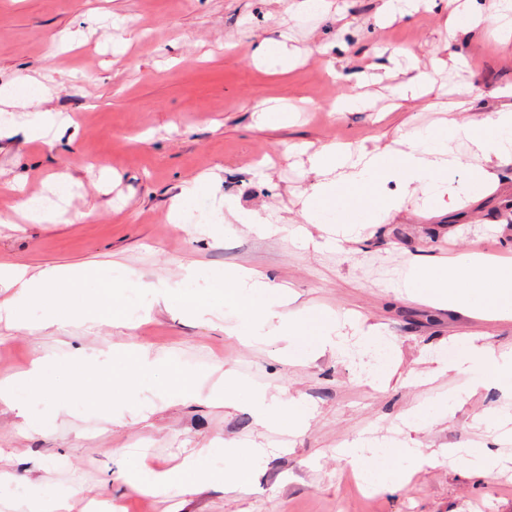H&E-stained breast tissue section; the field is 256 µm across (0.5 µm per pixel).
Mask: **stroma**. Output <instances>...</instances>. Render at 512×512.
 I'll use <instances>...</instances> for the list:
<instances>
[{
    "label": "stroma",
    "mask_w": 512,
    "mask_h": 512,
    "mask_svg": "<svg viewBox=\"0 0 512 512\" xmlns=\"http://www.w3.org/2000/svg\"><path fill=\"white\" fill-rule=\"evenodd\" d=\"M300 0H0V87L30 76L51 91L55 112L77 133L53 145L22 135L0 141V214L14 203L7 186L42 191L66 171L63 214L44 224H0V262L32 268L120 265L153 286L201 272L200 287L225 270L247 268L287 286L291 310L332 314L379 326L386 378L362 384L361 356L327 350L291 362L286 342L253 344L225 333L232 315L202 323L179 307L154 310L136 328L69 326L15 328L0 322V378L49 357L55 380H66L74 352L145 348L191 370L195 399L168 404L142 388L134 415L105 397L98 406L61 393L67 410L51 432L26 433L0 404V470L18 493L42 484L70 492V512H512V441L492 414L512 405L496 384L469 387L448 370L471 344L512 353V319L487 318L429 300L409 299L407 265L428 264L470 250L512 252V164L498 183L476 188L456 208L418 195L382 224L362 225L356 241L328 238L304 224L303 193L313 180L308 155L342 141L369 150L396 146L400 130L434 127L436 107L459 86L490 113L512 90V55L498 38L490 0H471L477 27L446 40V16L419 0L410 17L386 12L387 0H326L323 11L298 13ZM264 40L285 41L292 59L255 60ZM430 86L419 99L397 101L398 85L414 75ZM364 95L365 110L336 111L339 99ZM272 101L298 110L292 124H259L252 107ZM208 177L193 208L217 215L208 233L169 219L182 186ZM258 213L279 235L246 231L224 207ZM268 398L306 400L307 424L289 433L260 426L247 404L210 402L225 370ZM460 394L451 414L410 429L407 413ZM396 432L397 445L419 449L428 462L410 478L366 499L349 477L354 462L341 449L366 433ZM234 440L266 448L246 492L187 475L192 492L173 487L145 498L121 478L129 459L165 470L214 443ZM502 458L490 476L468 463L469 452Z\"/></svg>",
    "instance_id": "1"
}]
</instances>
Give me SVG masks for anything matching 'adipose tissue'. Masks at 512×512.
Returning <instances> with one entry per match:
<instances>
[{"instance_id":"adipose-tissue-1","label":"adipose tissue","mask_w":512,"mask_h":512,"mask_svg":"<svg viewBox=\"0 0 512 512\" xmlns=\"http://www.w3.org/2000/svg\"><path fill=\"white\" fill-rule=\"evenodd\" d=\"M48 89L21 79L19 86L0 90V112L10 113L11 120L0 133L23 134L31 139L43 138L47 128L58 121L49 107ZM457 103H448V128L444 131L409 128L401 132L402 151L389 149L354 151L343 145L324 147L310 160L315 180L306 191L302 219L307 224L335 223L336 232L353 240L358 226L345 217H332L331 204L352 190H366L379 184L395 183V193L380 200L373 212L374 223L384 215L400 209L408 196L421 192L427 199L440 203L444 198L470 195L474 184H494L500 168L512 159V104L464 122L458 119ZM467 142L469 149L483 161L474 180L456 181L462 162L453 148L454 141ZM197 274L187 270L180 281L159 289H144L137 309H126L122 303L124 288L130 287V276L111 277L86 269L45 268L0 265V321L16 327L38 323L41 327H60L76 321L96 325L134 327L137 320L150 316L158 305L177 304L188 313L205 318L216 310L232 311L236 319L226 326V333L251 342L267 335L271 322H278L281 335L287 336L284 355L291 360L306 359L331 349L346 355L349 339L339 323L328 317H311L299 311L289 315L283 308L289 303L288 292L272 283L264 274L247 269L225 271L220 287L200 290ZM406 283L418 293L451 308H465L483 316H512V260H491L471 251L457 258L418 264L409 269ZM127 361L134 367L138 380H156L165 387L170 400L189 398L194 390L193 375L166 358L149 351L132 349L80 354L73 361L71 387L77 392L97 393L109 382L108 366ZM480 364L472 374V384L493 381L512 388V355H502L487 346L470 345L456 358L453 369L470 372L472 364ZM50 362L40 358L19 378L0 381V403L16 410L24 427L40 429L51 426L61 405L47 406L49 393L55 389L49 378ZM251 406L259 425H304L311 408L298 400H270L264 393H250ZM265 455L261 448H243L227 442L204 448L190 457L184 470L209 468L213 462L227 458H247L246 469H226L219 477L228 489H245L249 469ZM425 458L414 448H389L382 461L370 469V481L380 489L397 483L412 469L424 464ZM184 470L155 471L128 462L122 470L124 482L137 490L159 493L183 483Z\"/></svg>"}]
</instances>
